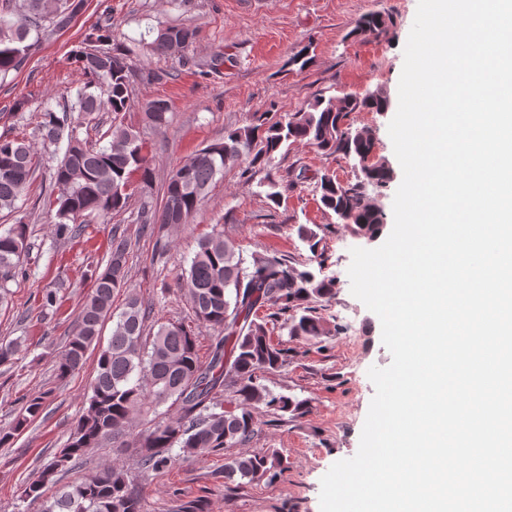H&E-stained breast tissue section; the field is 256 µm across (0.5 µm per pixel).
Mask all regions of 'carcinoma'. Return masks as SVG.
I'll return each instance as SVG.
<instances>
[{"label": "carcinoma", "mask_w": 512, "mask_h": 512, "mask_svg": "<svg viewBox=\"0 0 512 512\" xmlns=\"http://www.w3.org/2000/svg\"><path fill=\"white\" fill-rule=\"evenodd\" d=\"M78 0H0V78L19 72L29 60L33 44L65 27L78 8ZM387 23L379 14L362 17L355 36L379 37ZM196 32L189 25H170L144 43L158 59L188 61L186 50ZM92 49L72 53L88 81L76 90L61 112L47 106L38 125L43 142L66 144L54 167L57 194L48 197L55 208V237L73 239L79 226L94 214L122 213L134 192L131 177L140 173L149 182L152 169L143 154L138 133L124 124L129 87L134 71L128 55L109 47L112 26L95 29ZM390 105L378 93L319 96L307 110L285 121L261 114L246 125L224 132V140L201 149L188 163L169 174L165 199L159 208L141 202L133 220L141 232L156 237V258L164 259L166 235L180 231L199 207L219 175L249 161L266 163L288 142H303L328 155L354 159L361 175L342 183L332 173L320 176V202L335 216L352 215L341 226L351 233L377 235L384 229V214L367 198L369 185L384 186L392 179L387 163L375 159L376 141L366 127H353L352 115L385 112ZM143 119L154 127L168 123L169 106L161 99L142 106ZM111 114L110 140L102 145L79 137L83 126L99 113ZM44 155L23 138L0 136V211L10 213L34 179ZM333 224L297 225L316 265L289 255L253 254L242 257L235 242L222 232L202 237L198 250L179 276L181 295L197 320L213 329L210 358L199 360L197 336L181 324L147 326L151 305L138 296L126 297L119 313L113 296L128 277L129 240L113 235L103 271L94 274V288L83 302L75 327L57 364L65 379L83 368L89 348L98 341L105 322H113L107 346L99 349L96 376L90 384L86 407L76 421L71 439L44 466L41 478L26 486L24 498L38 503L41 512H148L139 477L156 472L180 458L221 455L224 450L250 444L258 435L254 410L263 406L277 420L300 418L307 402L276 395L258 383V374L274 371L287 361V349L272 341L256 312L264 307L284 316V328L293 340H316L329 334L318 307L336 296V282L324 274L328 256L322 246ZM30 252L28 225L19 220L0 232V306L8 302V283L24 273ZM20 339H0V366L13 363ZM232 394L231 405L220 396ZM45 398L25 401L11 426L0 429V447L10 441L43 411ZM175 414L132 428L139 416L155 414L166 403ZM122 448L133 457L135 471L118 465L80 473L69 484H59V474L76 469L80 460L104 443ZM282 465L275 450L267 448L224 463V482L259 480Z\"/></svg>", "instance_id": "cac0c4a2"}]
</instances>
